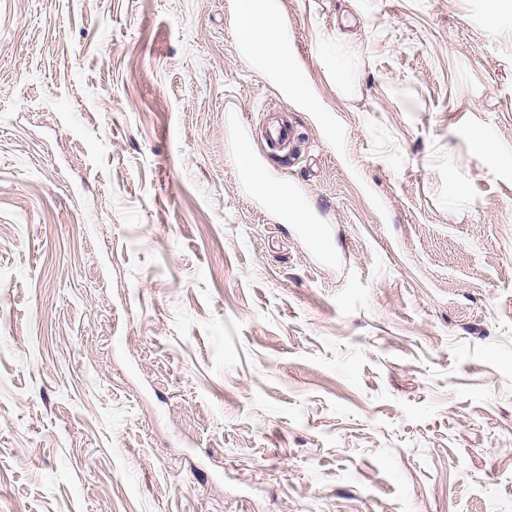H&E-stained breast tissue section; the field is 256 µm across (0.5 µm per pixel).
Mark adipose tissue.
<instances>
[{"label":"adipose tissue","mask_w":512,"mask_h":512,"mask_svg":"<svg viewBox=\"0 0 512 512\" xmlns=\"http://www.w3.org/2000/svg\"><path fill=\"white\" fill-rule=\"evenodd\" d=\"M237 33L241 42L251 47L256 60L278 73L286 88L303 93L301 77L287 68L288 40L272 0H240Z\"/></svg>","instance_id":"1"}]
</instances>
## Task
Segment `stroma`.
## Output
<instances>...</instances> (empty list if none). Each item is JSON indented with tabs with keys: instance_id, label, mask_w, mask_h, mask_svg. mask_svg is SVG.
I'll return each mask as SVG.
<instances>
[{
	"instance_id": "stroma-1",
	"label": "stroma",
	"mask_w": 512,
	"mask_h": 512,
	"mask_svg": "<svg viewBox=\"0 0 512 512\" xmlns=\"http://www.w3.org/2000/svg\"><path fill=\"white\" fill-rule=\"evenodd\" d=\"M236 2L0 0V512H512V14ZM237 33L251 47L254 58L277 72L287 89L303 94L302 78L287 68L288 39L271 0H240ZM239 165L241 170L249 175L250 181L257 191L265 195L273 204L286 208L292 213L294 220L307 224L304 207L289 195L285 187L269 184L260 171L252 168L247 153H241Z\"/></svg>"
}]
</instances>
